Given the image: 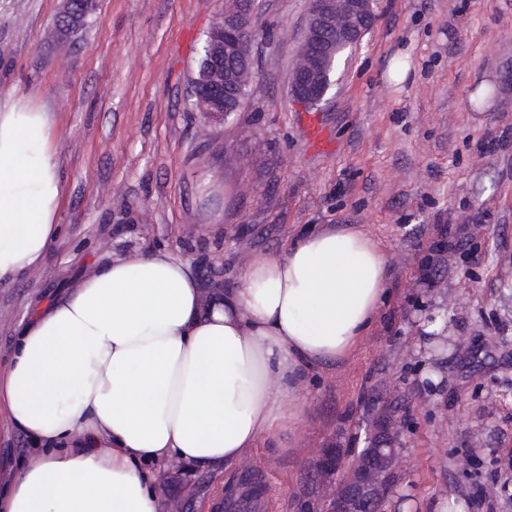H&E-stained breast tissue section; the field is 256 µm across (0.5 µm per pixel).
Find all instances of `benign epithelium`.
<instances>
[{
  "label": "benign epithelium",
  "instance_id": "benign-epithelium-1",
  "mask_svg": "<svg viewBox=\"0 0 512 512\" xmlns=\"http://www.w3.org/2000/svg\"><path fill=\"white\" fill-rule=\"evenodd\" d=\"M92 0H65L66 8L55 20V27L70 34L76 31L80 19L88 13ZM378 16L373 0H310L305 35L292 72L294 99L308 107L322 103L331 84L336 57L343 48L357 43L376 24ZM252 24L247 4L237 0V6L224 11L208 33L207 53L210 60L209 82L204 88H192L195 108L209 115L228 117L244 103L240 91L249 86L254 76V61L245 48L253 43L246 32ZM394 441L378 452L388 458L390 471L399 469L403 451L401 431L395 423L388 426ZM319 470L336 472V506L329 512H358L356 504L369 488L374 490L372 501L361 505L363 512H377L384 499L383 478L378 476L379 464L368 457L359 467H347L340 456L326 449L312 460Z\"/></svg>",
  "mask_w": 512,
  "mask_h": 512
}]
</instances>
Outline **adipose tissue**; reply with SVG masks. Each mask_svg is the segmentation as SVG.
Listing matches in <instances>:
<instances>
[{"instance_id": "obj_1", "label": "adipose tissue", "mask_w": 512, "mask_h": 512, "mask_svg": "<svg viewBox=\"0 0 512 512\" xmlns=\"http://www.w3.org/2000/svg\"><path fill=\"white\" fill-rule=\"evenodd\" d=\"M63 189L49 114L0 97V283L44 258ZM385 281L377 243L344 228L256 253L207 299L166 250L91 270L33 313L0 384L11 425L48 451L0 512H159L151 465L231 469L301 375L355 345Z\"/></svg>"}]
</instances>
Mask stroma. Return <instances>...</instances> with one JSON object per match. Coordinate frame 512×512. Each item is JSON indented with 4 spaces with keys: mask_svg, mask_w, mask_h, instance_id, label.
Instances as JSON below:
<instances>
[{
    "mask_svg": "<svg viewBox=\"0 0 512 512\" xmlns=\"http://www.w3.org/2000/svg\"><path fill=\"white\" fill-rule=\"evenodd\" d=\"M309 3L253 0L255 78L222 120L195 110L191 81L225 0H96L67 40L63 0H0V96L50 112L65 183L57 240L0 285V379L34 306L109 259L179 253L208 295L255 253L350 228L387 262L364 335L304 373L291 418L235 467L160 472L157 497L211 512L216 492L249 491L256 512H326L309 505L313 456L355 457L389 408L404 467L381 512H512V0H375L318 111L326 151L291 93ZM438 312L446 330L423 341ZM44 455L0 405V493ZM304 114V127L311 144L318 150L328 147V134L322 126L318 112H305Z\"/></svg>",
    "mask_w": 512,
    "mask_h": 512,
    "instance_id": "obj_1",
    "label": "stroma"
}]
</instances>
